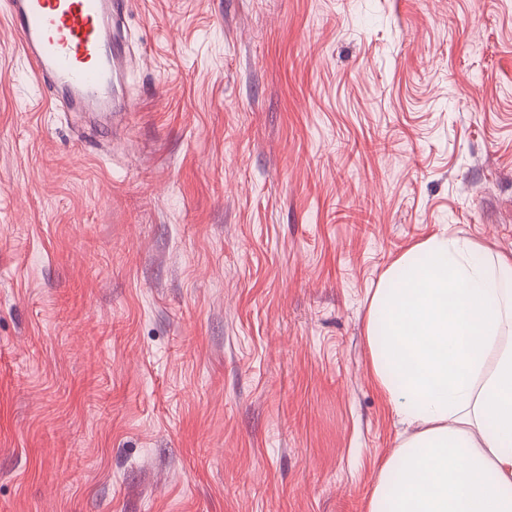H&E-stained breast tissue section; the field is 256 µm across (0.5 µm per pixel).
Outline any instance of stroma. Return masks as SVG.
I'll use <instances>...</instances> for the list:
<instances>
[{"label":"stroma","instance_id":"1","mask_svg":"<svg viewBox=\"0 0 512 512\" xmlns=\"http://www.w3.org/2000/svg\"><path fill=\"white\" fill-rule=\"evenodd\" d=\"M112 136L0 19V512H367L370 297L512 259V0H132Z\"/></svg>","mask_w":512,"mask_h":512}]
</instances>
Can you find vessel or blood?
<instances>
[{
    "label": "vessel or blood",
    "mask_w": 512,
    "mask_h": 512,
    "mask_svg": "<svg viewBox=\"0 0 512 512\" xmlns=\"http://www.w3.org/2000/svg\"><path fill=\"white\" fill-rule=\"evenodd\" d=\"M130 0H5L33 74L73 112H130L122 90Z\"/></svg>",
    "instance_id": "vessel-or-blood-1"
}]
</instances>
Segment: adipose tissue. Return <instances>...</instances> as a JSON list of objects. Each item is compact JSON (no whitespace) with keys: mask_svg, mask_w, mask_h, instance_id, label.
I'll return each mask as SVG.
<instances>
[{"mask_svg":"<svg viewBox=\"0 0 512 512\" xmlns=\"http://www.w3.org/2000/svg\"><path fill=\"white\" fill-rule=\"evenodd\" d=\"M474 253L431 237L372 294L374 383L411 432L367 512H512V262Z\"/></svg>","mask_w":512,"mask_h":512,"instance_id":"obj_1","label":"adipose tissue"}]
</instances>
